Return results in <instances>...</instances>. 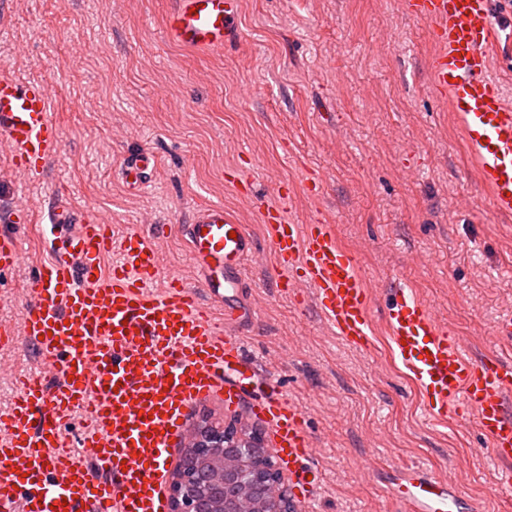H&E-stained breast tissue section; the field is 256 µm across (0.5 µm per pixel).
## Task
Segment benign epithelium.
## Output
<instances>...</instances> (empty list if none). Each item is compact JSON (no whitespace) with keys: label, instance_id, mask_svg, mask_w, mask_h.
<instances>
[{"label":"benign epithelium","instance_id":"benign-epithelium-1","mask_svg":"<svg viewBox=\"0 0 512 512\" xmlns=\"http://www.w3.org/2000/svg\"><path fill=\"white\" fill-rule=\"evenodd\" d=\"M170 512H299L263 433L234 419L193 423L170 472Z\"/></svg>","mask_w":512,"mask_h":512}]
</instances>
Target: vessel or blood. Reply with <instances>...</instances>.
Returning a JSON list of instances; mask_svg holds the SVG:
<instances>
[{"instance_id":"b4317fda","label":"vessel or blood","mask_w":512,"mask_h":512,"mask_svg":"<svg viewBox=\"0 0 512 512\" xmlns=\"http://www.w3.org/2000/svg\"><path fill=\"white\" fill-rule=\"evenodd\" d=\"M405 12L432 27L438 47L428 63L433 87L448 100L492 210L512 214V105L487 76L498 39L494 0H403ZM164 35L173 46L218 52L240 38L239 0H174ZM60 144L48 85L0 72V149L29 173L43 172ZM157 167L145 149L128 154L121 178L142 193ZM56 235L40 263L17 323L0 325V342L34 345L44 375L22 376L0 417V512H166V465L189 407L214 395L239 404L258 362L245 349L244 320L256 314L243 296L244 267L255 248L245 225L223 204L197 209L181 230L202 291L164 273L152 236L116 233L110 222L75 211L55 195ZM261 222L285 292L315 291L331 331L368 344L369 290L355 256L333 225L289 224L268 206ZM121 259L104 261L112 252ZM23 262L16 237L0 232V273ZM163 288H154L158 278ZM392 352L419 389L431 422L469 421L512 490V363L475 359L407 288L386 307ZM253 416L272 429V451L295 476L300 499L314 496L321 473L303 413L272 387ZM386 482L406 512H462L452 481L419 468Z\"/></svg>"}]
</instances>
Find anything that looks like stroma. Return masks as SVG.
Wrapping results in <instances>:
<instances>
[{"mask_svg":"<svg viewBox=\"0 0 512 512\" xmlns=\"http://www.w3.org/2000/svg\"><path fill=\"white\" fill-rule=\"evenodd\" d=\"M173 0H0V70L46 82L61 142L41 174L0 151V212L29 210L14 230L26 259L0 279V323L17 318L36 263L46 260L49 198L118 231L152 233L164 270L201 282L176 231L195 208L219 202L255 239L245 289L258 305L244 327L260 378L272 379L306 417L322 469L319 499L301 512H404L387 471L423 464L452 474L479 512H512V492L474 425H428L412 383L394 360L384 310L413 288L467 354L512 362L494 334L512 317V217L493 213L447 101L430 84L436 50L426 22L402 0H242V37L199 55L171 46L163 23ZM491 75L512 102V11L502 10ZM147 148L157 172L129 194L122 157ZM253 184L241 194L230 172ZM321 191L308 193L310 181ZM292 193L280 201L276 188ZM334 225L372 292L367 348L325 325L313 289L282 293L260 212ZM0 416L15 374H36L35 350L0 346Z\"/></svg>","mask_w":512,"mask_h":512,"instance_id":"obj_1","label":"stroma"}]
</instances>
